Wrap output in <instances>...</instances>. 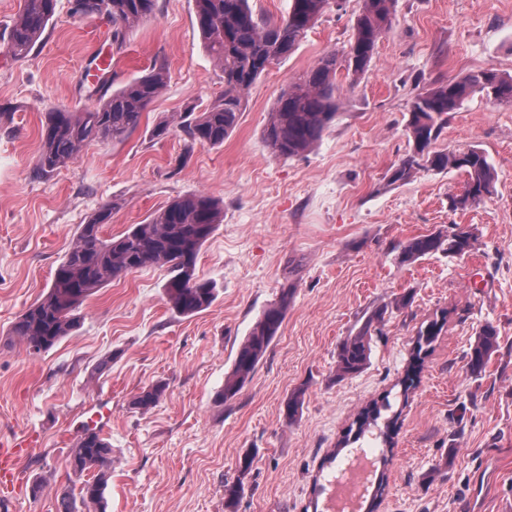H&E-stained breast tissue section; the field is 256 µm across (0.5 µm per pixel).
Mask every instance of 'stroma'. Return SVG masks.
Segmentation results:
<instances>
[{
    "instance_id": "obj_1",
    "label": "stroma",
    "mask_w": 512,
    "mask_h": 512,
    "mask_svg": "<svg viewBox=\"0 0 512 512\" xmlns=\"http://www.w3.org/2000/svg\"><path fill=\"white\" fill-rule=\"evenodd\" d=\"M360 9V0L328 8L245 94L223 145L190 152L180 128L161 139L153 130L224 90L194 0H157L154 19L119 48L109 22L72 16L69 0H58L30 57L0 53V108L11 114L0 124V440L32 442L0 512H56L72 486L66 459L91 417L112 445L107 512H303L327 452L385 396L401 428L376 512H512V104L473 95L435 144L485 152L496 180L484 202L449 208L466 183L456 169L386 180L411 151L405 125L416 93L484 70L512 75V0H398L361 80L338 72L342 104L318 145L273 156L262 129L278 95L348 45ZM100 53L112 58L115 84L162 62L168 86L126 139L93 143L39 176L45 114L92 106L87 74ZM195 192L224 207L197 261L199 276L219 286L210 307L174 312L163 295L166 270L147 268L89 297L81 327L48 352L31 354L10 339L14 319L47 292L79 224L99 207L120 204L107 238ZM453 224L477 237L468 255L398 263L407 239ZM287 285L294 294L278 336L240 393L222 401L240 342ZM406 294L410 304L399 307ZM378 309L385 316L368 365L337 378L340 344ZM439 318L446 324L420 381L402 397L397 383L417 332ZM487 325L499 346L475 373L468 354ZM107 355L110 369L94 374ZM159 381L167 385L160 402L133 409L132 398ZM302 385L291 423L284 402ZM247 453L254 463L243 475ZM239 479L245 491L227 508L224 486ZM36 482L44 485L37 495Z\"/></svg>"
}]
</instances>
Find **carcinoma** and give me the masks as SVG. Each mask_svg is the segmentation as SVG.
<instances>
[{"label": "carcinoma", "instance_id": "obj_1", "mask_svg": "<svg viewBox=\"0 0 512 512\" xmlns=\"http://www.w3.org/2000/svg\"><path fill=\"white\" fill-rule=\"evenodd\" d=\"M57 0H20L19 12L9 32L12 57L26 59L37 40L52 21ZM354 34L342 52L327 53L311 69L303 72L280 92L263 129V141L272 155L283 158L302 156L320 141L336 120L341 105L337 72L343 69L352 80L364 75L373 63L375 49L383 32L395 16L397 0H361ZM157 0H82V16L104 17L112 22V43L121 47L125 32L150 22L155 17ZM196 21L202 44L224 74V93L202 112H184L178 126L189 138L186 152L196 145L219 146L236 128L244 95L274 62L287 57L301 38L331 5V0H291L284 19L275 20L256 13L250 0H195ZM168 69L155 63L146 72L112 90L110 77L90 90L96 97L91 108L73 111L55 108L47 112L41 129V145L36 161L44 177L78 159L92 141L122 140L140 124L149 104L162 95L168 83ZM512 103V75L492 70L466 75L416 94L408 104L407 137L413 149L395 166L387 184L404 183L421 169L455 168L466 173L464 192L449 197L453 210L479 204L492 193L494 168L478 148L463 152L438 151L434 143L448 125L451 114L475 93ZM114 201L96 210L78 228L76 241L55 269L48 291L29 305L13 322L9 336L19 339L27 350L41 354L72 335L81 325L79 310L87 297L109 281L146 268H164L168 279L163 285L166 302L183 316L208 308L218 295L217 284L199 278L197 255L204 243L222 223L224 211L214 197L199 193L179 197L155 211L142 224L109 238L101 236L109 223ZM471 231L454 224L448 232L415 236L400 245L398 261L412 264L439 252L462 257L473 249ZM294 287L281 289L275 302L262 310L239 345L231 371L224 379L220 398L233 399L251 380L260 362L278 335L291 302ZM380 309L367 316L358 330L340 345L336 358V377L346 378L361 372L371 355L372 332L384 320ZM444 323L429 322L418 330L414 353L400 385L408 392L419 381L422 352L442 331ZM498 348L494 327L482 328L471 347L469 366L480 372ZM166 385L157 382L136 395L130 405L146 411L164 396ZM305 387L295 389L285 403V416L292 422L299 416ZM388 397L375 401L351 424L322 468L336 462L349 446L366 440L386 450L393 448V435L399 413L389 417ZM112 463V445L99 430H87L67 458L68 474L81 481L78 494L65 491L57 497L56 512H106L105 490ZM95 469L97 473L87 476Z\"/></svg>", "mask_w": 512, "mask_h": 512}]
</instances>
